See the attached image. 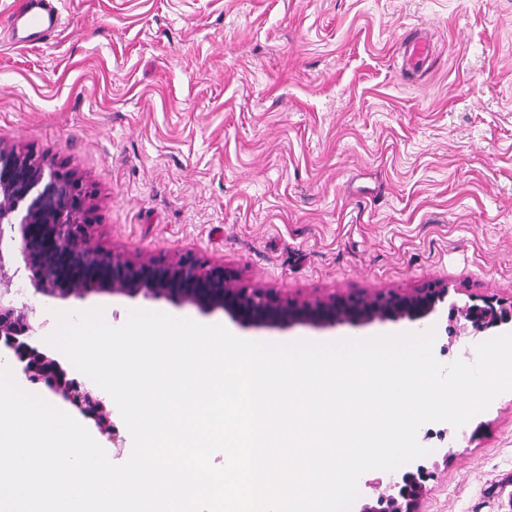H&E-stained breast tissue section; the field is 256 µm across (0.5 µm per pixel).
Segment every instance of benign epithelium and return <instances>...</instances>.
Returning a JSON list of instances; mask_svg holds the SVG:
<instances>
[{
	"instance_id": "1",
	"label": "benign epithelium",
	"mask_w": 512,
	"mask_h": 512,
	"mask_svg": "<svg viewBox=\"0 0 512 512\" xmlns=\"http://www.w3.org/2000/svg\"><path fill=\"white\" fill-rule=\"evenodd\" d=\"M81 178L55 166L44 155L0 141V283L10 282L7 265L18 248L25 268L38 271L32 281L36 291L48 295H86L101 290L126 294H166L180 302L205 308H222L236 323L248 325L257 313L272 305L268 293L235 286L222 266L204 268L189 256L176 265L156 269L124 263L113 254L87 247L89 214L92 210ZM446 288H427L414 295H379L368 302L358 299L329 305L330 322L407 318L424 320L445 301ZM463 317L476 327H492L512 321V310L468 306ZM31 330L26 306L18 307L0 292V335L4 347L26 359L23 371L40 377L53 390L65 391L68 382L61 367L27 341L19 338L15 325ZM75 405L101 417L102 401L85 391ZM398 495L381 492L361 512H418L424 494L410 475L402 476Z\"/></svg>"
}]
</instances>
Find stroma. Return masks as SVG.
Wrapping results in <instances>:
<instances>
[{"label": "stroma", "mask_w": 512, "mask_h": 512, "mask_svg": "<svg viewBox=\"0 0 512 512\" xmlns=\"http://www.w3.org/2000/svg\"><path fill=\"white\" fill-rule=\"evenodd\" d=\"M43 39L0 32V140L83 180L87 244L136 265L184 256L299 312L242 326L167 295L11 291L32 310L33 344L86 389L46 341L55 311L147 309L271 343L436 333L442 364L512 332L468 305L512 307V0H60ZM432 55L401 67L404 39ZM428 321L321 324L316 305L429 287ZM15 376L83 424L111 462L130 433L111 397L87 416L43 382ZM419 512H512V392L461 428L423 425ZM463 317L475 327H492L512 321V310L502 309L499 312L492 307L468 306L461 310Z\"/></svg>", "instance_id": "obj_1"}]
</instances>
